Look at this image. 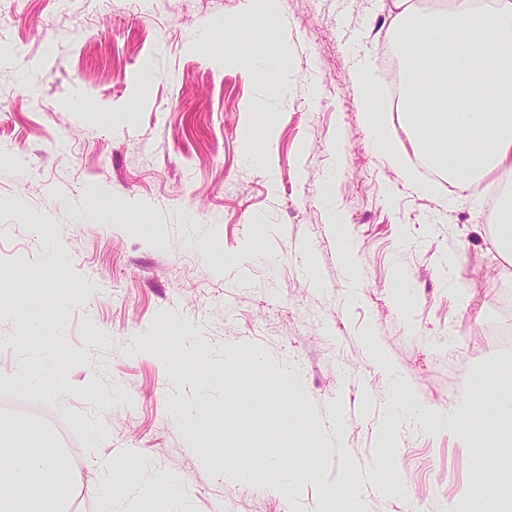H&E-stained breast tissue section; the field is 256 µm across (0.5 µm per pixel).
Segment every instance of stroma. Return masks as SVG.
Instances as JSON below:
<instances>
[{
  "label": "stroma",
  "mask_w": 512,
  "mask_h": 512,
  "mask_svg": "<svg viewBox=\"0 0 512 512\" xmlns=\"http://www.w3.org/2000/svg\"><path fill=\"white\" fill-rule=\"evenodd\" d=\"M243 2L0 0V395L71 428L70 512H133L143 491L155 512H324L341 470L376 460L409 494L365 488L364 512H446L488 449L512 478V420L489 411L512 361L492 221L512 177L422 195L371 148L351 73L379 64L382 0H279L269 25ZM246 29L250 50L287 45V97L237 57ZM197 344L213 375L187 382ZM395 373L439 411L477 389L472 439L406 418L383 443ZM178 396L203 405L211 462ZM289 412L314 434L279 431Z\"/></svg>",
  "instance_id": "obj_1"
}]
</instances>
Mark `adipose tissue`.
I'll return each mask as SVG.
<instances>
[{
  "mask_svg": "<svg viewBox=\"0 0 512 512\" xmlns=\"http://www.w3.org/2000/svg\"><path fill=\"white\" fill-rule=\"evenodd\" d=\"M388 32L402 51L409 85L421 86L428 72L438 82L434 94L443 121L428 130L410 100L401 109L417 156L467 191L497 173H512V0H449L447 10L424 14L412 0H390ZM353 82L366 106L367 129L374 151L404 171L401 155L389 146L384 113L376 109L377 81L369 63L353 71ZM489 87L493 106L459 105L460 86ZM396 418L469 434L475 402L466 399L448 414L408 397L401 378H394ZM31 428L0 422V512H61L62 504L81 488L71 455L55 448L28 450ZM496 497L502 512H512V483H489L486 471L472 477V492L458 512H484L487 497Z\"/></svg>",
  "mask_w": 512,
  "mask_h": 512,
  "instance_id": "ef3b65f1",
  "label": "adipose tissue"
}]
</instances>
